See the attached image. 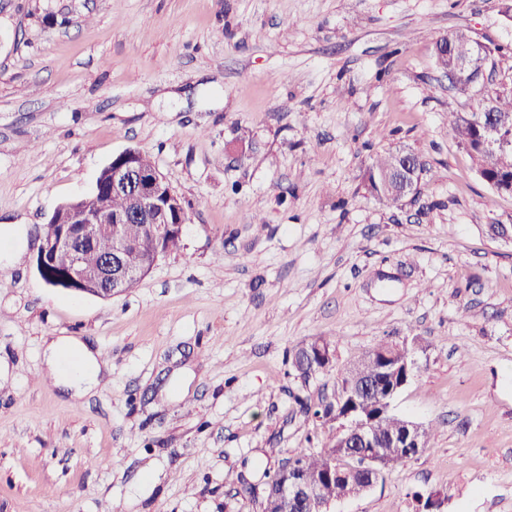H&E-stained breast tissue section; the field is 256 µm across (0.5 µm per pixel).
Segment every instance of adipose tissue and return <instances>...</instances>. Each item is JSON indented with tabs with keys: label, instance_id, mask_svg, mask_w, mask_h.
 <instances>
[{
	"label": "adipose tissue",
	"instance_id": "obj_1",
	"mask_svg": "<svg viewBox=\"0 0 512 512\" xmlns=\"http://www.w3.org/2000/svg\"><path fill=\"white\" fill-rule=\"evenodd\" d=\"M67 353L77 356L79 360L77 366L72 368L64 366L63 356ZM45 355L47 365L57 373L58 383L67 388L75 399L83 398L96 389L107 370L98 352L73 336L50 339Z\"/></svg>",
	"mask_w": 512,
	"mask_h": 512
}]
</instances>
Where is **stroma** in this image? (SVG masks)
I'll list each match as a JSON object with an SVG mask.
<instances>
[{"label": "stroma", "mask_w": 512, "mask_h": 512, "mask_svg": "<svg viewBox=\"0 0 512 512\" xmlns=\"http://www.w3.org/2000/svg\"><path fill=\"white\" fill-rule=\"evenodd\" d=\"M459 30L512 46L492 0H0V254L27 245L0 263V512H259L264 471L338 431L302 401L406 336L394 410L430 445L331 512H512V236L486 233L512 194L448 128L481 104L435 66ZM130 147L185 203L179 249L112 299L48 285L44 224ZM399 148L425 173L390 209L366 170ZM46 336L107 384L63 397Z\"/></svg>", "instance_id": "obj_1"}]
</instances>
